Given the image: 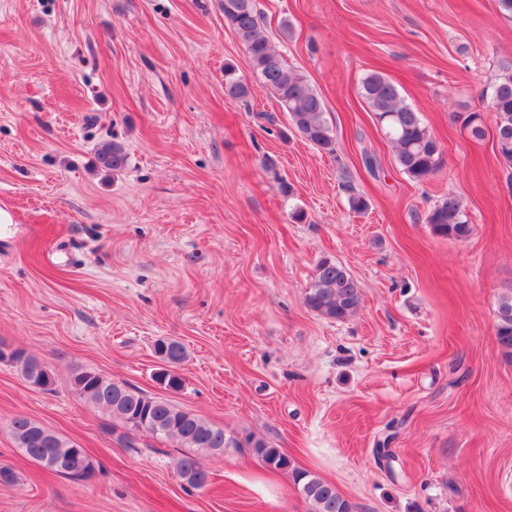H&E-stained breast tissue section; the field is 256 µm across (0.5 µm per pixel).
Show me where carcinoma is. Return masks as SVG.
I'll return each instance as SVG.
<instances>
[{
  "label": "carcinoma",
  "instance_id": "1",
  "mask_svg": "<svg viewBox=\"0 0 512 512\" xmlns=\"http://www.w3.org/2000/svg\"><path fill=\"white\" fill-rule=\"evenodd\" d=\"M224 23L232 29L248 54L253 73L261 86L276 98L280 109L301 138L319 151L336 154L333 128L324 119L325 104L319 93L298 70L288 66L265 34L255 0H220ZM359 92L388 140L401 171L412 181L421 182L434 175L442 164L443 150L435 136L401 96L397 85L376 70L365 73ZM251 93L249 84L238 75L231 62L224 64V96L245 101ZM487 107L494 113V142L500 162L512 168V58L500 60L494 80L486 89ZM468 137L481 141L486 126L479 112L456 113ZM100 164L117 173L125 168L127 153L118 143H105L98 151ZM348 205L361 214L368 201L354 188L345 185ZM423 223L441 238L462 242L473 232L463 201L448 195L427 210ZM362 302V288L340 263L322 258L315 276L304 294L305 306L331 321H344L355 314ZM495 334L498 346L512 360V293L499 297L495 309ZM161 361L178 368L189 357L185 344L174 338L154 343ZM0 363L12 366L31 386L43 391L55 390L56 379L42 361L22 349L9 356L0 351ZM69 389L88 404L102 409L118 420L124 432L132 435L173 439L186 452L172 460L173 469L183 484L191 489L209 485L210 472L201 462L217 457L226 448H248L257 461L269 470L291 476L294 485L310 505V512H354L352 504L336 485L317 474L293 465L282 449L255 435L228 434L198 415L161 397H151L112 380L90 367H77L68 380ZM16 448L31 462L52 473L75 478L89 476L95 470L86 451L73 441L25 416H14L8 425Z\"/></svg>",
  "mask_w": 512,
  "mask_h": 512
}]
</instances>
